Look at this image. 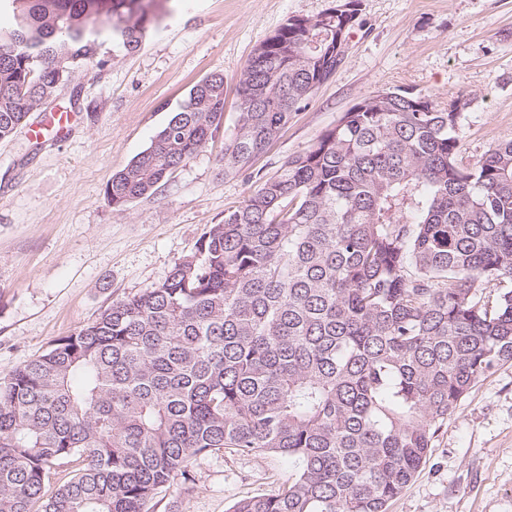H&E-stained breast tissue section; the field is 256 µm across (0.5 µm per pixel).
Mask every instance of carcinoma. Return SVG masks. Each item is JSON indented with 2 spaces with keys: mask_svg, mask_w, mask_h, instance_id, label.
I'll use <instances>...</instances> for the list:
<instances>
[{
  "mask_svg": "<svg viewBox=\"0 0 512 512\" xmlns=\"http://www.w3.org/2000/svg\"><path fill=\"white\" fill-rule=\"evenodd\" d=\"M157 2L0 0L14 20L0 28V141L105 43L139 50ZM343 27L290 19L248 59L220 162L255 186L195 252L0 381V512H155L195 457L225 449L297 464L233 512H388L440 425L512 361V139L465 163V113L389 89L255 174L341 62ZM224 101V74L199 81L112 174V207L215 139ZM75 456L84 467L44 498Z\"/></svg>",
  "mask_w": 512,
  "mask_h": 512,
  "instance_id": "1",
  "label": "carcinoma"
}]
</instances>
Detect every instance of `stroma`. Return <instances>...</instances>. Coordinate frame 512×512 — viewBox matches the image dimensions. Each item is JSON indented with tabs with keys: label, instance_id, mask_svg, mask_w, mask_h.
Masks as SVG:
<instances>
[{
	"label": "stroma",
	"instance_id": "obj_1",
	"mask_svg": "<svg viewBox=\"0 0 512 512\" xmlns=\"http://www.w3.org/2000/svg\"><path fill=\"white\" fill-rule=\"evenodd\" d=\"M336 0H163L158 29L135 53L104 46V66L76 73L30 127L0 142V380L112 301L162 282L211 224L249 193L223 175L216 136L154 195L114 210L104 189L145 150L190 89L220 72L224 125L254 50L288 19ZM402 89L440 104L467 101L461 155L512 139V0H360L332 77L256 163L273 174L368 94ZM67 112V133L51 122ZM296 464L227 449L197 456L191 488L174 485L156 512H230L277 493ZM389 512H512V363L482 377L434 434L417 478Z\"/></svg>",
	"mask_w": 512,
	"mask_h": 512
}]
</instances>
